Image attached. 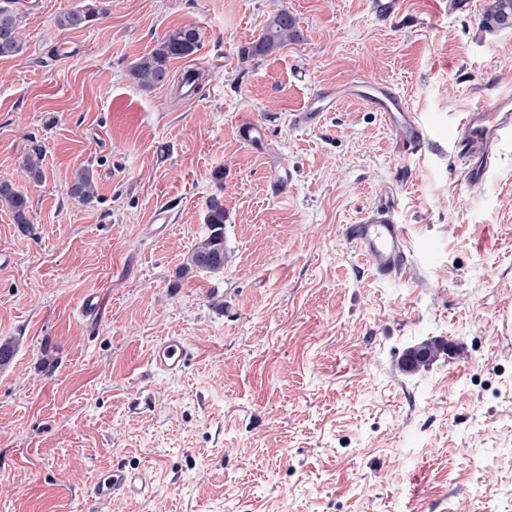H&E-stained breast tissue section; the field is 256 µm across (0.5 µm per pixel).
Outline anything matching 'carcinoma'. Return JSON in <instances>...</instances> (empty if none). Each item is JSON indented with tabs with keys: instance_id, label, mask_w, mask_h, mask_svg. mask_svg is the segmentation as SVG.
Wrapping results in <instances>:
<instances>
[{
	"instance_id": "cac0c4a2",
	"label": "carcinoma",
	"mask_w": 512,
	"mask_h": 512,
	"mask_svg": "<svg viewBox=\"0 0 512 512\" xmlns=\"http://www.w3.org/2000/svg\"><path fill=\"white\" fill-rule=\"evenodd\" d=\"M100 16V9L87 4L80 9L67 12L58 19V24L69 29L83 28ZM22 15L0 7V57L15 56L23 46L18 38ZM484 27L493 31H512V0H489L482 18ZM299 38L296 19L286 10L278 14L266 26L262 35L242 50L250 58L273 53L289 41ZM201 43L200 31L193 26H184L164 36L149 52L131 67L132 79L144 88L164 83L169 79V63L194 54ZM96 186L88 169L81 170L69 186V194L84 204L95 198ZM0 201L6 203L15 223H29L28 198L12 187L0 184ZM209 234L200 239L190 256V263L181 269L185 273L191 268L213 272L224 269L227 255L224 251V207L217 200L209 203L207 215Z\"/></svg>"
}]
</instances>
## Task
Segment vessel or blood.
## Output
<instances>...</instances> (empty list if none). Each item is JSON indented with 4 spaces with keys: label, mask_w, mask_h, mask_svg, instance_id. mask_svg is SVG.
Returning <instances> with one entry per match:
<instances>
[{
    "label": "vessel or blood",
    "mask_w": 512,
    "mask_h": 512,
    "mask_svg": "<svg viewBox=\"0 0 512 512\" xmlns=\"http://www.w3.org/2000/svg\"><path fill=\"white\" fill-rule=\"evenodd\" d=\"M402 0H368V11L376 21L386 23L401 11ZM356 96L394 126L408 148H422L424 131L420 119L411 112L403 98L380 85L356 83L337 90H324L314 96L311 104L295 113L296 125L307 127L321 120L336 108L342 97ZM458 144L466 162L470 186H481L492 161L493 146L507 134H512V97L504 95L489 105H481L463 114L457 126ZM347 238L367 262L375 276L392 279L400 276L407 261L408 241L400 225L395 224L388 211L368 213L356 224L346 227ZM189 343L185 337H163L155 346L151 359L154 365L167 372L180 371L184 365ZM148 487L147 476L115 465L96 479L92 495L101 501L117 495H140Z\"/></svg>",
    "instance_id": "b4317fda"
}]
</instances>
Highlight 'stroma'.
<instances>
[{"label": "stroma", "instance_id": "1", "mask_svg": "<svg viewBox=\"0 0 512 512\" xmlns=\"http://www.w3.org/2000/svg\"><path fill=\"white\" fill-rule=\"evenodd\" d=\"M25 0L20 54L0 58V512H512V140L487 182L467 183L452 135L462 113L512 95V31L487 0ZM301 37L244 58L279 10ZM199 28L172 73H205L195 99L138 87L129 68L170 31ZM394 87L427 135L410 151L364 101L313 127L292 115L317 91ZM266 131L293 180L268 186ZM43 149L41 181L22 170ZM92 169L98 197L68 188ZM224 207L229 262L188 269ZM170 222L159 231L156 210ZM389 210L407 269L376 278L345 227ZM101 316L82 313L87 296ZM184 336L182 371L156 343ZM432 341L408 371L406 351ZM121 463L146 496L100 502ZM368 11L376 21L387 23L401 11V0H368ZM482 24L493 31H512V0H489ZM100 16V9L94 4H87L81 9L67 12L58 19V24L69 29L86 27ZM0 201L5 202L13 214L16 224H30L28 218L29 202L28 198L12 187L3 183L0 184ZM188 348L189 343L184 336H165L154 347L152 362L164 371L178 372L184 365Z\"/></svg>", "mask_w": 512, "mask_h": 512}]
</instances>
